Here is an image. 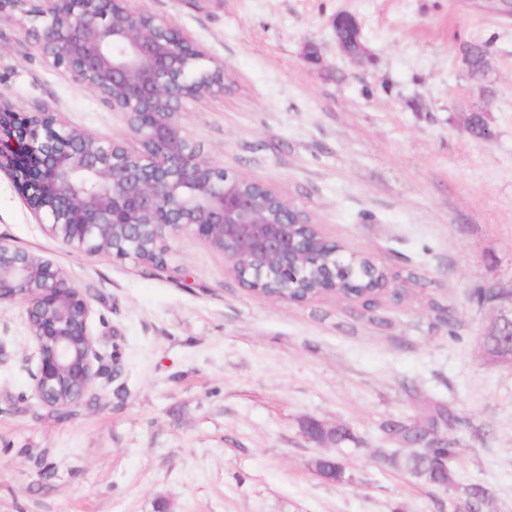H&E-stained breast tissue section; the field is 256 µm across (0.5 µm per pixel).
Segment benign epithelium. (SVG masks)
Wrapping results in <instances>:
<instances>
[{"label": "benign epithelium", "instance_id": "obj_1", "mask_svg": "<svg viewBox=\"0 0 512 512\" xmlns=\"http://www.w3.org/2000/svg\"><path fill=\"white\" fill-rule=\"evenodd\" d=\"M27 33L43 59L62 69L126 117L141 150L70 127L52 112L13 111L0 91V171L30 191L42 229L74 252L109 245L116 257L146 261L145 227L166 257L169 238L190 232L224 255L226 271L251 291L271 275L288 288L308 279V259L333 257L328 288L350 280L363 257L344 260L336 244L265 185L268 201L240 176L214 167L181 121L182 101L224 92V68L179 36L170 20L129 0H48L26 10ZM494 329L512 322V283L486 289ZM25 308L38 355L33 391L57 408L79 405L96 375L92 304L60 267L0 241V305Z\"/></svg>", "mask_w": 512, "mask_h": 512}]
</instances>
